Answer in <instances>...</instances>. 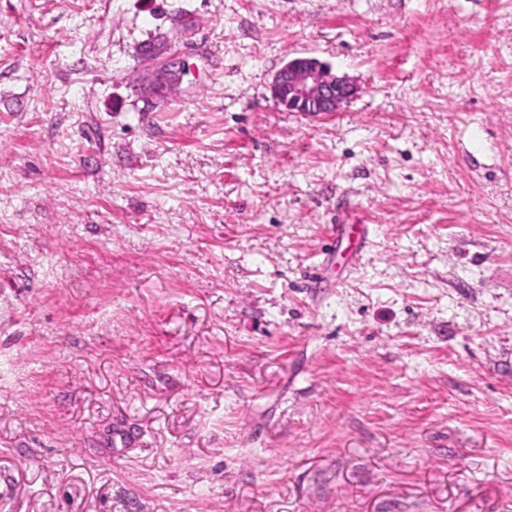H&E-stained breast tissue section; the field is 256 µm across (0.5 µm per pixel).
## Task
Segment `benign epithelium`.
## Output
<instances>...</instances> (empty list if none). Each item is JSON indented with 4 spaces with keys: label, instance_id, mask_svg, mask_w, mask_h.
<instances>
[{
    "label": "benign epithelium",
    "instance_id": "1",
    "mask_svg": "<svg viewBox=\"0 0 512 512\" xmlns=\"http://www.w3.org/2000/svg\"><path fill=\"white\" fill-rule=\"evenodd\" d=\"M183 74V62L173 55L155 72V81L173 89L180 84ZM354 92L351 82L333 74L315 57L289 60L275 75L271 85L272 96L279 105L289 112L305 115L334 112Z\"/></svg>",
    "mask_w": 512,
    "mask_h": 512
}]
</instances>
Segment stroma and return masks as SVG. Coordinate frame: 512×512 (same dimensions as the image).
<instances>
[{
    "instance_id": "obj_1",
    "label": "stroma",
    "mask_w": 512,
    "mask_h": 512,
    "mask_svg": "<svg viewBox=\"0 0 512 512\" xmlns=\"http://www.w3.org/2000/svg\"><path fill=\"white\" fill-rule=\"evenodd\" d=\"M0 512H512V0H0ZM184 74V64L177 55H172L167 58L162 65L155 72V81L159 84L166 86L167 88L173 89L177 87ZM355 88L345 77L336 76L314 57L289 60L275 75L271 93L288 112L320 115L336 112L352 97Z\"/></svg>"
}]
</instances>
